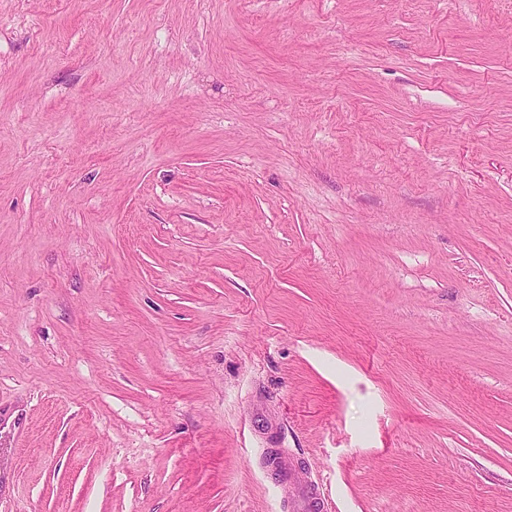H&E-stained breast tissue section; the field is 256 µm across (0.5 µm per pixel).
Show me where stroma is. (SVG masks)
I'll list each match as a JSON object with an SVG mask.
<instances>
[{
    "label": "stroma",
    "mask_w": 512,
    "mask_h": 512,
    "mask_svg": "<svg viewBox=\"0 0 512 512\" xmlns=\"http://www.w3.org/2000/svg\"><path fill=\"white\" fill-rule=\"evenodd\" d=\"M512 512V0H0V512ZM291 495L293 512H320L321 493L318 483L295 486Z\"/></svg>",
    "instance_id": "1"
}]
</instances>
